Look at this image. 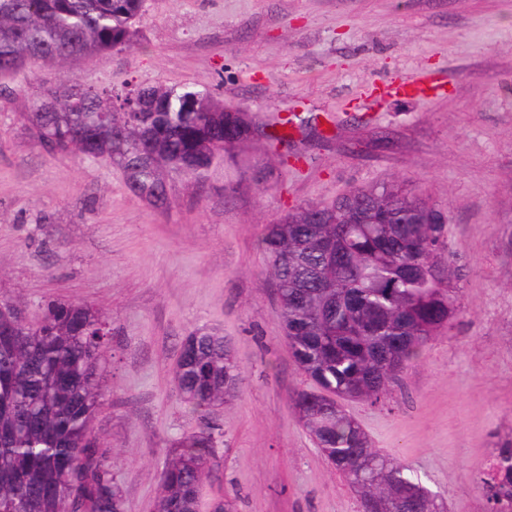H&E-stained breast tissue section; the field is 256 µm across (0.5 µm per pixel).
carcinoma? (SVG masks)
I'll use <instances>...</instances> for the list:
<instances>
[{
    "instance_id": "carcinoma-1",
    "label": "carcinoma",
    "mask_w": 512,
    "mask_h": 512,
    "mask_svg": "<svg viewBox=\"0 0 512 512\" xmlns=\"http://www.w3.org/2000/svg\"><path fill=\"white\" fill-rule=\"evenodd\" d=\"M145 0H0V83L36 79L26 114L49 154L120 167L155 207L175 182L202 180L224 160V106L189 86H134L122 94L82 85L74 66L136 45ZM260 245L278 293L288 351L311 387L291 405L336 473L359 495V512H441L439 495L410 466L374 447L343 402H389L400 373L430 338L451 328L459 298L442 211L403 183L355 187L300 206L266 226ZM109 323L95 309L50 301L25 321L0 304V512H126L108 452L92 430L104 405ZM173 377L185 434L159 473L155 512H200L222 432L211 412L242 379L230 343L197 330L180 345ZM486 512H512V444L495 448L475 479Z\"/></svg>"
}]
</instances>
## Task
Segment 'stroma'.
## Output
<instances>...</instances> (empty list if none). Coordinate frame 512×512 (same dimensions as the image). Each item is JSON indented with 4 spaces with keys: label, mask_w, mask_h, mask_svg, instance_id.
Returning a JSON list of instances; mask_svg holds the SVG:
<instances>
[{
    "label": "stroma",
    "mask_w": 512,
    "mask_h": 512,
    "mask_svg": "<svg viewBox=\"0 0 512 512\" xmlns=\"http://www.w3.org/2000/svg\"><path fill=\"white\" fill-rule=\"evenodd\" d=\"M136 28L134 51L76 66L79 81L206 88L257 122L295 124L281 145L226 146L158 210L118 167L33 140L31 72L0 93V302L30 322L50 300L109 318L94 433L127 512H155L166 455L199 426L173 379L196 329L230 341L242 378L214 415L223 443L204 502L358 512L290 404L306 380L259 240L298 206L390 181L447 212L460 309L389 405L346 408L442 493L446 512H485L474 479L512 441V0H146Z\"/></svg>",
    "instance_id": "35a3bbf8"
}]
</instances>
